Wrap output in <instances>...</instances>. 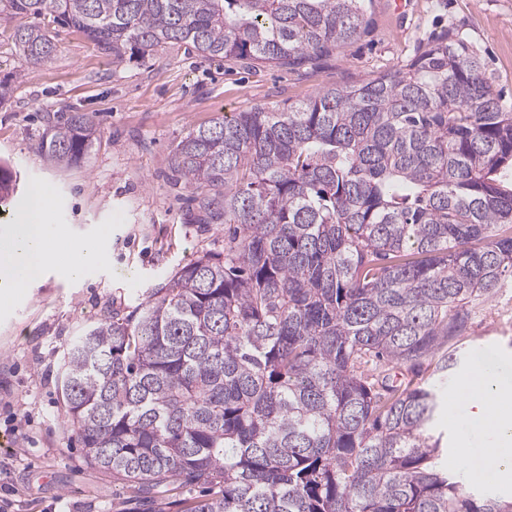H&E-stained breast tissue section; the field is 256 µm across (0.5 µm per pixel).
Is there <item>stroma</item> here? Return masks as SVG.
I'll list each match as a JSON object with an SVG mask.
<instances>
[{"label":"stroma","instance_id":"stroma-1","mask_svg":"<svg viewBox=\"0 0 512 512\" xmlns=\"http://www.w3.org/2000/svg\"><path fill=\"white\" fill-rule=\"evenodd\" d=\"M368 24L349 47L292 65L251 59L205 60L182 44L122 60L82 33L52 25L57 52L33 64L11 40L14 18L0 14V162L19 170L23 193L0 206V226L16 223L35 187L52 196V221L69 239H97L105 265L79 279L48 268L41 281L0 308V512H131L125 483L91 467L58 387L67 348L84 328L127 315L176 268L224 250V227L189 214L195 190L170 168V150L189 130L254 107L297 105L319 90L383 73L427 43L460 38L485 62V75L512 104V0H369ZM89 113L96 138L68 168L38 149L46 112ZM491 351L487 370L512 386V282L498 291L460 342L459 362L438 384L444 402L435 431L448 440L445 463L463 492L496 489L512 498V479L470 480L459 467L462 431L447 408L471 374L474 351Z\"/></svg>","mask_w":512,"mask_h":512}]
</instances>
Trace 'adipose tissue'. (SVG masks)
I'll list each match as a JSON object with an SVG mask.
<instances>
[{
  "mask_svg": "<svg viewBox=\"0 0 512 512\" xmlns=\"http://www.w3.org/2000/svg\"><path fill=\"white\" fill-rule=\"evenodd\" d=\"M51 229L48 196L41 190L20 213L17 223L0 230V240L6 243L0 249L1 307H8L18 292L40 281L48 265L59 266L68 276L78 278L102 262L97 240L61 247L51 236ZM456 399L467 408L464 425L488 439L483 452L460 455L461 468L473 477L489 471L505 478L512 476V387L475 372L460 386Z\"/></svg>",
  "mask_w": 512,
  "mask_h": 512,
  "instance_id": "obj_1",
  "label": "adipose tissue"
}]
</instances>
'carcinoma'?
<instances>
[{
	"label": "carcinoma",
	"instance_id": "carcinoma-1",
	"mask_svg": "<svg viewBox=\"0 0 512 512\" xmlns=\"http://www.w3.org/2000/svg\"><path fill=\"white\" fill-rule=\"evenodd\" d=\"M121 60L295 64L350 46L366 0H0ZM15 48L46 62V26ZM38 148L79 163L86 112H46ZM170 166L224 252L177 268L132 314L91 324L60 390L88 463L181 512H512L448 476L435 380L512 280V106L455 38L392 71L190 130ZM17 172L0 164V203ZM199 488L197 487H185L181 490L180 495L177 497L168 498L166 500V504L161 506H157L156 502L153 500L159 499L160 496H155L151 498H147V500L143 501L140 505L137 507V511H158L163 510L165 512H179L180 511V505L178 504V501L183 498H190L195 497L199 495ZM160 507V508H159Z\"/></svg>",
	"mask_w": 512,
	"mask_h": 512
}]
</instances>
